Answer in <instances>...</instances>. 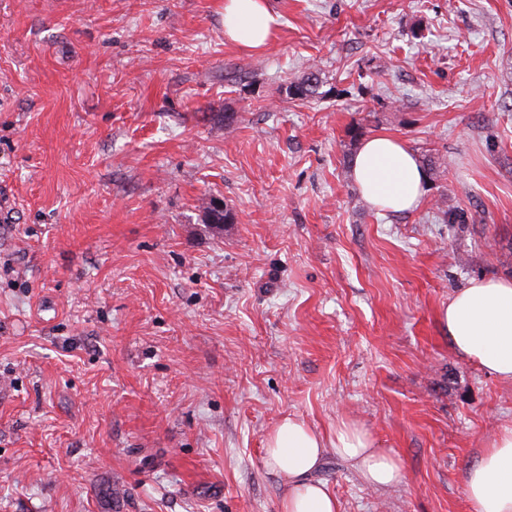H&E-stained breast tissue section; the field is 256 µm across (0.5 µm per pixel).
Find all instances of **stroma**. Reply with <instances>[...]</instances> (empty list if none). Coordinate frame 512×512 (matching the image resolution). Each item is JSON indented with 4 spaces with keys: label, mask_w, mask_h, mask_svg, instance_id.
Masks as SVG:
<instances>
[{
    "label": "stroma",
    "mask_w": 512,
    "mask_h": 512,
    "mask_svg": "<svg viewBox=\"0 0 512 512\" xmlns=\"http://www.w3.org/2000/svg\"><path fill=\"white\" fill-rule=\"evenodd\" d=\"M269 5L248 52L224 0H0V512H279L287 416L399 460L327 452L339 512H470L512 382L438 312L512 277V0ZM354 127L434 157L419 209L359 195ZM321 85L322 80L318 73L305 72L289 83L286 92L288 96L307 99L316 96ZM330 445L337 456L348 461L374 487L388 488L403 478L398 459L374 447L370 436L355 426L345 422L338 424Z\"/></svg>",
    "instance_id": "obj_1"
}]
</instances>
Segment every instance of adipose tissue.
<instances>
[{
	"mask_svg": "<svg viewBox=\"0 0 512 512\" xmlns=\"http://www.w3.org/2000/svg\"><path fill=\"white\" fill-rule=\"evenodd\" d=\"M275 26L267 0H224V36L237 46H266ZM352 174L371 206L394 213L417 208L428 185L418 155L385 135L361 141ZM439 321L459 357L488 375L512 381V279L469 282L440 309ZM330 449L374 487L388 488L403 478L398 459L376 448L365 431L343 422L328 443L303 420L287 417L264 447L266 466L285 485L280 512H339L335 496L312 478ZM464 484L470 512H512V430L490 440L467 469Z\"/></svg>",
	"mask_w": 512,
	"mask_h": 512,
	"instance_id": "adipose-tissue-1",
	"label": "adipose tissue"
}]
</instances>
